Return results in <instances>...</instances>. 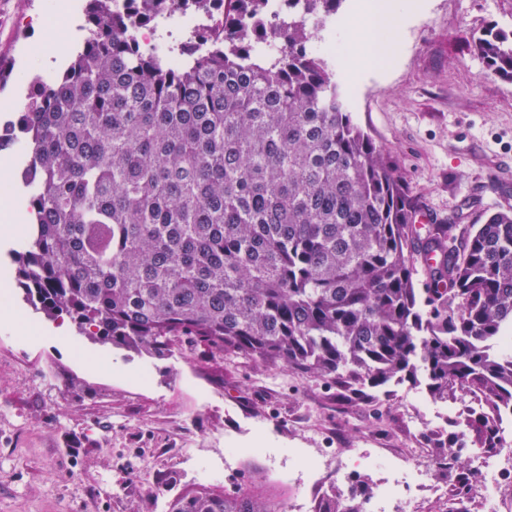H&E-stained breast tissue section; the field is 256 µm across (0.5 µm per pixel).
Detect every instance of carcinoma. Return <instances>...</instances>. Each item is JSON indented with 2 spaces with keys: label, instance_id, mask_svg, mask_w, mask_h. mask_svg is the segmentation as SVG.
I'll return each instance as SVG.
<instances>
[{
  "label": "carcinoma",
  "instance_id": "cac0c4a2",
  "mask_svg": "<svg viewBox=\"0 0 512 512\" xmlns=\"http://www.w3.org/2000/svg\"><path fill=\"white\" fill-rule=\"evenodd\" d=\"M343 2L288 0L301 16L271 28L267 0H88L68 64L28 77L0 135L30 147L19 187L37 214L10 255L36 312L115 348L161 357L185 340L358 401L404 382L435 401L479 394L450 422L465 436L425 434L463 487V449L495 452L512 413V212L415 223L393 157L311 44ZM217 8L222 31L182 44L177 67L130 33L133 17ZM472 49L512 81L511 32L489 27ZM371 492L333 482L315 512H359ZM167 512L286 508L201 485Z\"/></svg>",
  "mask_w": 512,
  "mask_h": 512
}]
</instances>
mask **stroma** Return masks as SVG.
Segmentation results:
<instances>
[{
	"label": "stroma",
	"mask_w": 512,
	"mask_h": 512,
	"mask_svg": "<svg viewBox=\"0 0 512 512\" xmlns=\"http://www.w3.org/2000/svg\"><path fill=\"white\" fill-rule=\"evenodd\" d=\"M394 55L345 73L328 58L353 120L397 161L408 194L439 224H480L512 210V82L471 49L487 24L512 30V0H417ZM87 0H0V125L24 106L25 72L55 70L51 37L76 46ZM13 321L0 320V512H165L190 485L234 488L258 476L285 504L311 496L288 470L289 449L395 452L437 425L439 403L410 384L378 403L302 380L282 365L210 358L176 344L138 355L77 335L8 285ZM75 377L97 393L74 398ZM260 453H253L255 441Z\"/></svg>",
	"instance_id": "obj_1"
}]
</instances>
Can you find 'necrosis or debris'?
<instances>
[{
  "label": "necrosis or debris",
  "instance_id": "obj_1",
  "mask_svg": "<svg viewBox=\"0 0 512 512\" xmlns=\"http://www.w3.org/2000/svg\"><path fill=\"white\" fill-rule=\"evenodd\" d=\"M503 446L492 455L475 454L470 467L477 480L466 496L449 493L437 467L426 460L424 449L378 456L354 448L333 446L310 448L303 454L305 469L315 485L328 481L346 483L360 467L389 466L395 473L392 481L378 490L377 501L364 502L361 512H378L380 503L392 504L393 512H507L512 507V416L504 415ZM432 490L430 500L418 497L420 487Z\"/></svg>",
  "mask_w": 512,
  "mask_h": 512
}]
</instances>
